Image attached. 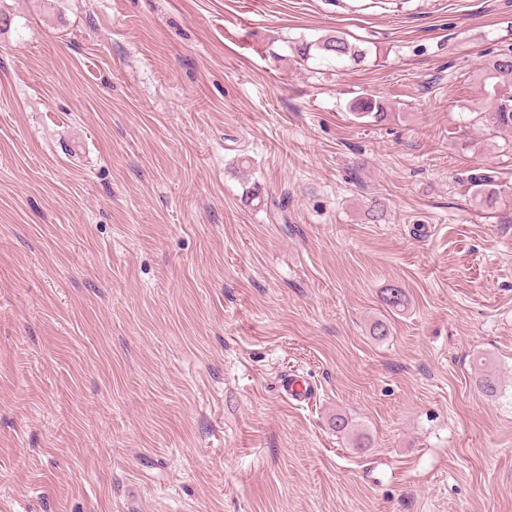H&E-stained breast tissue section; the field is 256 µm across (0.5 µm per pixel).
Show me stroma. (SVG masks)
<instances>
[{
	"label": "stroma",
	"mask_w": 512,
	"mask_h": 512,
	"mask_svg": "<svg viewBox=\"0 0 512 512\" xmlns=\"http://www.w3.org/2000/svg\"><path fill=\"white\" fill-rule=\"evenodd\" d=\"M0 12V512H512V0ZM341 34L336 31V34L326 35L316 41L303 42L298 48V53L303 60L318 58L322 61L335 62L336 66L341 67H345L347 63L360 62L363 51ZM484 81L492 83L495 95L494 104L490 109L478 112V120L484 127L499 131L512 130V96H500L497 90L500 86L512 84V55L507 53L485 63L482 66ZM349 111L358 119L369 118L379 121L387 116L384 101L371 94H365L351 102Z\"/></svg>",
	"instance_id": "1"
}]
</instances>
